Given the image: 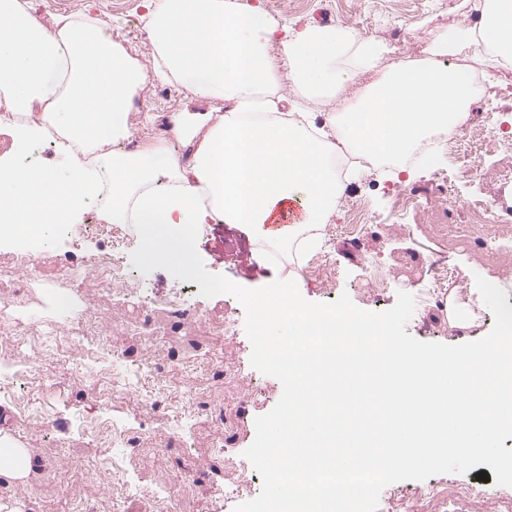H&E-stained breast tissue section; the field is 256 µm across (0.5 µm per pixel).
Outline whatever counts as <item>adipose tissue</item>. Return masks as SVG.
<instances>
[{
  "label": "adipose tissue",
  "mask_w": 512,
  "mask_h": 512,
  "mask_svg": "<svg viewBox=\"0 0 512 512\" xmlns=\"http://www.w3.org/2000/svg\"><path fill=\"white\" fill-rule=\"evenodd\" d=\"M479 7L478 27L448 28L427 58L387 69L384 44L349 27L275 21L260 0H149L148 72L113 39L108 18L84 12L48 22L29 0H0V99L29 117L12 126L13 146L28 149L51 126L69 162L62 181L50 168L0 158V241L31 225L76 223L105 183L113 223L134 216L145 259L183 271L192 263L184 225L267 224L290 201L306 225L324 223L344 190L330 155L354 152L375 167L399 161L427 132L465 117L476 76L451 57L478 41L486 69L512 71V0ZM284 63L301 99L331 100L356 83L355 103L315 124L301 99L283 93ZM156 77L211 105L172 115L183 152L170 140H134L127 126ZM37 464L31 449L0 439L1 483H24Z\"/></svg>",
  "instance_id": "obj_1"
}]
</instances>
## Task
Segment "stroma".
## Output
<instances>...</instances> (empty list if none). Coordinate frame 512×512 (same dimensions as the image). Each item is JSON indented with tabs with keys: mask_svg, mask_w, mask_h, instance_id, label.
<instances>
[{
	"mask_svg": "<svg viewBox=\"0 0 512 512\" xmlns=\"http://www.w3.org/2000/svg\"><path fill=\"white\" fill-rule=\"evenodd\" d=\"M38 14H69L92 11L111 18L112 35L144 66H151L153 52L146 36L129 22L134 14L147 11L146 0H31ZM437 0H276L275 18L322 26L351 27L361 33L392 21L403 27L411 47L428 45L435 31L450 27L447 19H435ZM435 156H425L411 173L389 177L386 170L354 171L330 224L347 221V207L365 204L376 219L363 226L357 240L335 232L322 238L319 250L336 263L337 278L320 281L308 277L300 293L310 302H332L348 294L359 308L382 312L396 302L398 292L416 293L428 261L438 248L428 233L434 224H468L472 216L465 204L443 205L447 190L434 182L438 165ZM411 186L422 198L420 211L411 218L415 233H405L397 224L386 223L387 196L397 187ZM79 247L65 252L57 227H48L37 240L22 245H0V254L17 258L16 273H25L26 259L49 254L63 258L67 266L81 270L78 287L48 282L36 283L31 292L17 300L13 314L23 320L38 317L56 322L60 334L71 330L77 308L95 307L99 329L110 338L109 349L91 359V366L110 362L112 350L131 347L126 326L133 317L121 305L100 300V290L84 272L88 257L103 251L104 244L83 225H72ZM259 237L250 224H203L196 248L208 271L227 277L250 289L275 279L287 278L284 264L269 261L260 251ZM131 286L143 294L162 296L184 289L191 305L207 310L209 323H187L183 330L159 344L156 351L165 367V394L204 391L216 399V406L196 413L181 428L174 417L140 414L138 389L126 399L103 395L95 381L74 379L70 367L50 360L40 348L18 355L8 340L0 339V436L9 435L31 448L39 468L27 483H0V498H18L26 512H125L123 498L113 496L114 487L134 484L152 490L159 498H178L182 512H234L241 499L224 477V454L243 453L255 438L254 421L268 413L282 395V385L250 363L251 343L245 332V312L231 295L211 298L200 295L194 282H182L164 269L134 272ZM475 312L473 325L457 328L448 321V307L440 304L415 309L406 331L424 342L450 345L479 339L494 324L484 302L464 291L459 295ZM234 316L236 331L224 334V319ZM40 368L54 381L53 390L31 391L26 386L29 368ZM27 399L25 411H17L14 396ZM95 420L115 427L140 428L141 437L124 446L107 447L93 443L87 425ZM477 469L464 474H447V482L471 489L469 499L449 505L447 512H512V487L478 480Z\"/></svg>",
	"mask_w": 512,
	"mask_h": 512,
	"instance_id": "stroma-1",
	"label": "stroma"
}]
</instances>
